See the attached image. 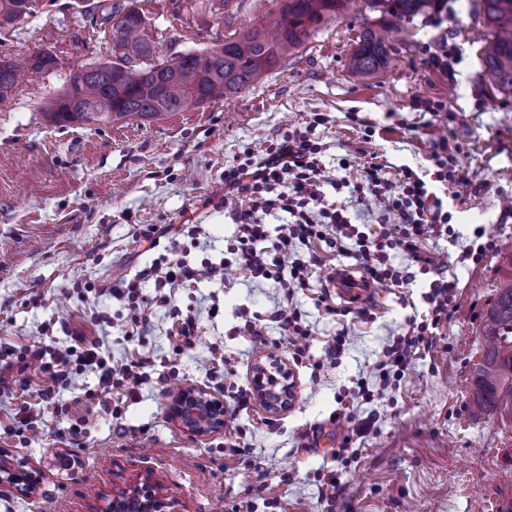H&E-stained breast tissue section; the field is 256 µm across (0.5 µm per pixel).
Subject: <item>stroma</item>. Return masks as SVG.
Listing matches in <instances>:
<instances>
[{
    "label": "stroma",
    "instance_id": "stroma-1",
    "mask_svg": "<svg viewBox=\"0 0 512 512\" xmlns=\"http://www.w3.org/2000/svg\"><path fill=\"white\" fill-rule=\"evenodd\" d=\"M281 0H35L14 27L0 28V60L47 49L57 67L19 85L0 111V340L20 346L43 337L45 324L96 335L90 320L106 315V345L114 365L141 353L153 362L138 399L112 395L113 418L93 405L86 445L69 447L61 433L64 413L47 409L38 435L0 433V450L25 460L40 476L27 496L0 492V512H107L113 489L143 477L157 482L177 512H512V407L474 410L470 378L482 358L481 328L503 277L512 274V91L495 87L485 71L494 33L479 0H448L441 25L427 13L396 16L366 9L336 19L280 60L256 86L233 97L156 119L56 125L42 103L78 68L108 58L111 41L102 25L110 6L142 10L156 59L201 52L219 40L261 25ZM389 24L388 62L370 79L353 75L346 60L364 28ZM447 45L448 68H427L426 45ZM447 102L448 124L428 123L416 97ZM325 115L314 136L332 176L359 182L367 162L379 158L391 173L408 166L432 175L429 160L441 140L459 151L464 184L448 192L452 233L428 241L424 252L438 268L422 274L411 258L394 263L413 280L406 288L376 287L360 316L359 305L331 298L335 314L316 309L313 291L327 268H314L310 290L295 301L312 334L302 364L293 365L295 398L279 413L259 401L235 412L242 451L227 462L225 435L197 437L167 414L162 377L178 371L186 386L225 399L252 383V367L270 356L291 363L269 313L277 306L273 282L255 284L235 271L226 287L203 280L174 291L171 305L155 307L148 330L124 334L122 307L103 290L133 277L164 254L147 250L137 232L145 224H198L197 242L181 238L192 264L217 263L234 240L224 216V172L241 154H264L283 134ZM357 121H350V114ZM374 126L363 142L360 123ZM347 168H340V159ZM496 243L480 263L463 258L475 227ZM457 285L450 315L435 344L416 357L409 375L393 382L383 399L359 406L373 420L357 439L358 456H334L344 435L334 416L357 381L379 386L374 363L393 338L410 332L428 313L423 296L432 280ZM94 284L81 292L79 284ZM217 314H210L211 305ZM197 313L195 346L172 356L165 334L177 312ZM266 317L263 342L238 335L241 312ZM351 344L329 360L339 330ZM224 350L235 373L214 385L206 373L212 347ZM313 434L316 449L300 447ZM71 467H61V460ZM337 471L342 491L334 503L319 496L323 474Z\"/></svg>",
    "mask_w": 512,
    "mask_h": 512
}]
</instances>
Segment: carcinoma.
<instances>
[{"label": "carcinoma", "instance_id": "obj_1", "mask_svg": "<svg viewBox=\"0 0 512 512\" xmlns=\"http://www.w3.org/2000/svg\"><path fill=\"white\" fill-rule=\"evenodd\" d=\"M349 0H282L279 13L265 27H252L204 52H187L159 62L153 42L143 36L146 21L137 8L113 7L103 18L112 38V58L72 74L66 87L44 103L56 124L114 123L153 119L170 112L215 102L260 81L289 51L306 43L319 26L344 15ZM486 24L495 40L485 59L488 75L499 87L512 89V0H481ZM31 12V0H0V27ZM386 54L379 31L366 28L347 59L352 72L369 77L379 72ZM53 54L28 58L24 64L0 60V105L12 101L24 70L34 74L57 67ZM75 87L78 96L69 95ZM485 353L473 373V404L483 411L512 397V275L505 277L482 329Z\"/></svg>", "mask_w": 512, "mask_h": 512}]
</instances>
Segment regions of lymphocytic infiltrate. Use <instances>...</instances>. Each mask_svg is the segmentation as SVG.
<instances>
[{
    "instance_id": "lymphocytic-infiltrate-1",
    "label": "lymphocytic infiltrate",
    "mask_w": 512,
    "mask_h": 512,
    "mask_svg": "<svg viewBox=\"0 0 512 512\" xmlns=\"http://www.w3.org/2000/svg\"><path fill=\"white\" fill-rule=\"evenodd\" d=\"M315 114L305 130L290 131L273 143L264 156L244 152L237 167L224 173V198L233 201L227 214L235 226L234 240L224 262L193 266L183 256H161L134 278L112 284L108 293L127 312V333L140 335L147 329L155 305L171 300L167 288L190 287L200 280L229 281L234 270L247 271L255 283L274 282L281 300L270 315L284 338L294 345L295 357L304 351L299 341L312 332L306 314L294 301L296 294L309 289L312 268L322 263L321 249L353 254L360 268L372 281L390 288L407 285L408 275L394 266L392 252H400L420 263L422 272L435 268L422 247L446 231L452 215L430 185L412 168L390 176L385 164L372 162L364 179L353 187L352 201L365 203L381 213L380 230L363 231L348 216V204L328 200L324 185L342 189L341 180L330 178L320 159L321 145L314 139L317 126L324 124ZM287 214L285 223L270 226L268 216ZM153 284L155 295H147L146 284ZM452 281H433L424 300L426 319L410 333L396 337L376 363L381 381L402 380L412 369L418 349L431 347L436 331L448 318V307L455 296ZM150 358L141 356L120 366H112L102 336L81 332L66 341L37 342L21 347L0 343V393H36L37 402L16 407L9 426L11 432H37L43 419L42 407L59 404L60 392L72 375L93 373L97 387L89 394L99 405H107L113 391L136 395L143 385ZM383 390L359 385L336 415L337 422L352 423L336 452L344 459L353 452L354 438L369 429L368 419L359 415L357 401L382 398Z\"/></svg>"
}]
</instances>
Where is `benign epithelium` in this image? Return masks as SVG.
Listing matches in <instances>:
<instances>
[{
  "label": "benign epithelium",
  "mask_w": 512,
  "mask_h": 512,
  "mask_svg": "<svg viewBox=\"0 0 512 512\" xmlns=\"http://www.w3.org/2000/svg\"><path fill=\"white\" fill-rule=\"evenodd\" d=\"M266 367L253 373V389L267 410L277 413L288 408L295 388L283 383L277 388L263 381ZM168 415L186 432L199 437L209 436L224 428V401L202 390L188 388L170 398ZM39 478L34 468L10 459L0 452V488L31 494ZM109 512H171L170 502L159 487L151 483H136L112 493Z\"/></svg>",
  "instance_id": "benign-epithelium-1"
}]
</instances>
